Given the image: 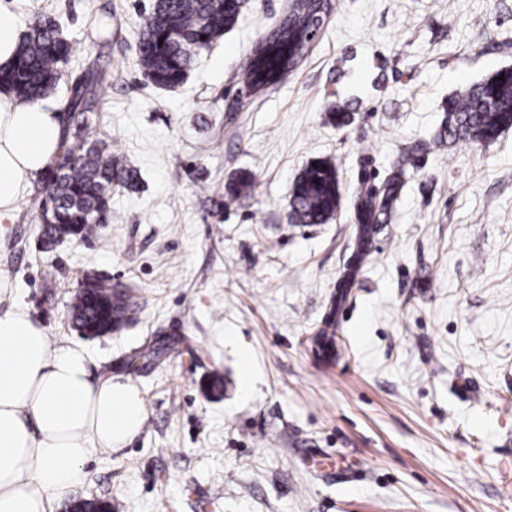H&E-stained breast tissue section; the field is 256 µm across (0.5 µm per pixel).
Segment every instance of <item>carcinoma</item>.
Masks as SVG:
<instances>
[{"instance_id":"1","label":"carcinoma","mask_w":512,"mask_h":512,"mask_svg":"<svg viewBox=\"0 0 512 512\" xmlns=\"http://www.w3.org/2000/svg\"><path fill=\"white\" fill-rule=\"evenodd\" d=\"M308 11L295 0L283 27L259 43L247 58L243 74L251 88L277 83L300 62L297 56L266 60L260 57L267 44L283 45L305 28ZM238 20L232 0H154L141 21L138 61L144 74L159 87L181 84L194 62L195 52L224 36ZM72 52L55 21L43 16L22 35L13 62L0 68V87L27 106L51 93L62 78L61 67ZM504 79H499V76ZM106 78L94 68L83 82L68 88V112L62 129V151L42 177L43 190L35 197L45 239L65 236L89 238L102 224L112 223V187L136 186L137 172L121 158L105 152L92 140L90 115L99 110L95 91ZM453 114L448 137L474 144H488L512 127V70L501 69L449 102ZM403 172L396 173L384 191L360 182L356 220L361 224L359 244L371 225L380 223ZM340 202L336 168L325 161L308 165L295 180L291 209L298 224H325ZM82 300L71 307L73 327L84 336H105L120 329L132 313L131 296L96 275L88 276Z\"/></svg>"}]
</instances>
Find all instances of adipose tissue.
<instances>
[{"instance_id":"adipose-tissue-1","label":"adipose tissue","mask_w":512,"mask_h":512,"mask_svg":"<svg viewBox=\"0 0 512 512\" xmlns=\"http://www.w3.org/2000/svg\"><path fill=\"white\" fill-rule=\"evenodd\" d=\"M61 129L53 108L0 92V217L58 155ZM144 412L137 387L92 380L84 351L51 349L26 309L0 314V512H49L89 456L119 450Z\"/></svg>"}]
</instances>
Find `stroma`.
<instances>
[{"instance_id": "1", "label": "stroma", "mask_w": 512, "mask_h": 512, "mask_svg": "<svg viewBox=\"0 0 512 512\" xmlns=\"http://www.w3.org/2000/svg\"><path fill=\"white\" fill-rule=\"evenodd\" d=\"M293 0H250L185 82L138 64L154 0H18L74 52L48 97L95 62L92 134L135 168L92 238L44 247L24 196L0 221V313L24 307L93 377L130 381L145 420L56 501L112 512H512V128L448 142V100L512 67V0H331L275 85L241 65ZM349 115L346 125L337 113ZM413 165L356 262L360 179ZM325 159L341 204L298 224L290 194ZM246 175L235 201L227 186ZM355 283L341 289L346 269ZM130 290L122 330L71 325L83 274Z\"/></svg>"}]
</instances>
